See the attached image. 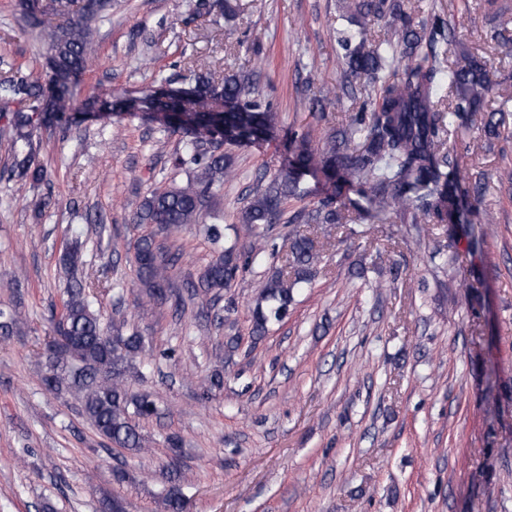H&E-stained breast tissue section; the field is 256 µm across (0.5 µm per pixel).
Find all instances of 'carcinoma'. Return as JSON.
Wrapping results in <instances>:
<instances>
[{
    "label": "carcinoma",
    "mask_w": 512,
    "mask_h": 512,
    "mask_svg": "<svg viewBox=\"0 0 512 512\" xmlns=\"http://www.w3.org/2000/svg\"><path fill=\"white\" fill-rule=\"evenodd\" d=\"M354 9L357 28L339 31L344 50L340 80L327 91L325 100L338 108L352 90L353 81L365 77L375 91L361 112L341 126L323 132L322 146L311 147L312 133L293 139L295 159L279 169L264 186H258L240 209L239 223L247 226L251 243L239 248L221 245V215L208 210L211 199L224 190L233 175L231 148L270 136L277 115L262 104L254 92L252 74L231 75L218 82L199 76L181 88L176 96L166 93L168 81L156 80L157 87L138 98L103 101L97 117H109L119 110L159 120L169 110L182 111L176 124L185 150L194 164L184 183L172 182L166 189L144 197L133 221L152 225L161 232L201 224L214 245V255L194 284L205 306H213L224 290L253 259L268 251L265 225L281 220L284 203L307 194L303 177L321 172L349 186L364 188L367 206L357 207L367 215L396 210L407 224H444L465 213L480 214L483 187L463 186L460 165L448 151V137L457 125L472 120L494 86L482 61L471 57L465 63L448 59V45L454 28L440 16L433 18L429 36L421 35L404 10V0H340ZM111 6V0H17L22 20L33 28L44 24L49 13L66 15L67 24L43 29L48 68L43 80L20 76L0 83V99L9 103H30L34 110L12 113L10 173L47 179V169L36 163L32 152L18 144H29L42 124L71 125L88 116L71 108L74 79L89 68L97 54L93 24ZM376 26L386 29L374 48H366L368 35ZM237 132L224 137V128ZM290 224L340 223V212L324 204L301 211ZM288 270H277L267 278L253 310L252 335L262 336L268 325L288 315L294 288L311 281L320 262L312 237L292 229ZM83 243L72 240L61 253V263L71 277L53 311L54 334L63 339L46 345L40 380L45 391L72 394L79 412L108 448L139 450L144 438L139 421L156 414L150 395L136 393L127 385L133 358L143 348V337L122 327L108 334L101 326L99 310L86 293L88 284L77 276L82 264ZM176 256L156 243L152 233L138 238L133 263L142 300L153 306L171 305L182 312L169 275ZM24 324L22 312L14 307L0 312V336L8 337ZM165 512H182L178 487L166 492Z\"/></svg>",
    "instance_id": "1"
}]
</instances>
